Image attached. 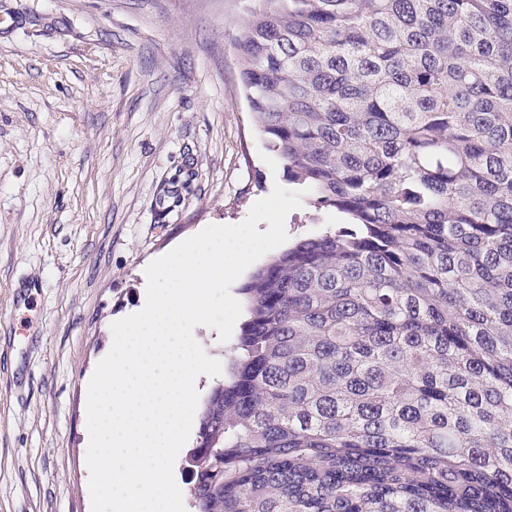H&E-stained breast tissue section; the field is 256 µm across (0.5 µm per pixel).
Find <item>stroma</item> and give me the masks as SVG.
<instances>
[{
  "label": "stroma",
  "instance_id": "obj_1",
  "mask_svg": "<svg viewBox=\"0 0 512 512\" xmlns=\"http://www.w3.org/2000/svg\"><path fill=\"white\" fill-rule=\"evenodd\" d=\"M242 0H0V512H91L85 384L146 267L287 186ZM292 210L290 240L339 223Z\"/></svg>",
  "mask_w": 512,
  "mask_h": 512
}]
</instances>
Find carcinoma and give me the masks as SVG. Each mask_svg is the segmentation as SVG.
Returning <instances> with one entry per match:
<instances>
[{
	"label": "carcinoma",
	"mask_w": 512,
	"mask_h": 512,
	"mask_svg": "<svg viewBox=\"0 0 512 512\" xmlns=\"http://www.w3.org/2000/svg\"><path fill=\"white\" fill-rule=\"evenodd\" d=\"M258 130L347 222L242 288L194 512H512V0H243Z\"/></svg>",
	"instance_id": "cac0c4a2"
}]
</instances>
